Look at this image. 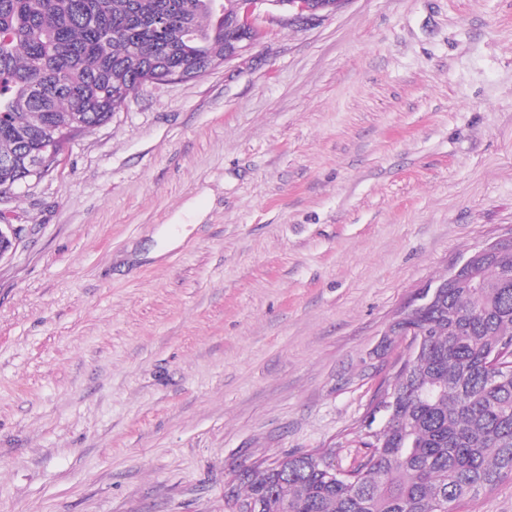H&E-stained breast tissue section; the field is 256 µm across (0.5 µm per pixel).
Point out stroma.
<instances>
[{"label": "stroma", "instance_id": "35a3bbf8", "mask_svg": "<svg viewBox=\"0 0 512 512\" xmlns=\"http://www.w3.org/2000/svg\"><path fill=\"white\" fill-rule=\"evenodd\" d=\"M258 27L0 199V512H225L256 459L348 468L389 324L512 227V0Z\"/></svg>", "mask_w": 512, "mask_h": 512}]
</instances>
